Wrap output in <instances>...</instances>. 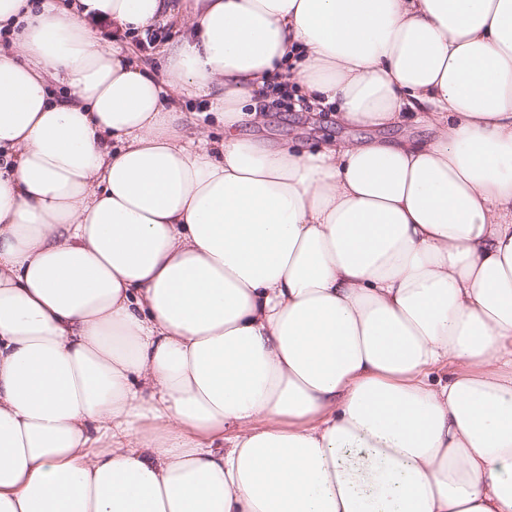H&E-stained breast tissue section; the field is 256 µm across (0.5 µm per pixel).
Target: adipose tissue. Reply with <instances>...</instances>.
Here are the masks:
<instances>
[{
	"label": "adipose tissue",
	"mask_w": 512,
	"mask_h": 512,
	"mask_svg": "<svg viewBox=\"0 0 512 512\" xmlns=\"http://www.w3.org/2000/svg\"><path fill=\"white\" fill-rule=\"evenodd\" d=\"M101 21L176 23L166 78ZM2 27L0 512H512V0ZM293 80L424 134L271 145L257 99ZM205 110H208V107L204 105L203 99L185 100L179 106V112H186L187 126L191 131L195 130L197 126L204 127L208 129L211 138L218 141L224 136L223 125L217 122L211 113L205 115L204 113H191L204 112Z\"/></svg>",
	"instance_id": "1"
}]
</instances>
